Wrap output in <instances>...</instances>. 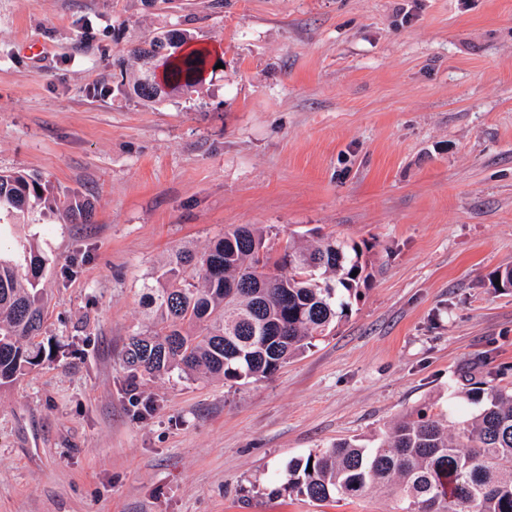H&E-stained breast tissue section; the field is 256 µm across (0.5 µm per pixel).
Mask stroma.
<instances>
[{"label":"stroma","instance_id":"1","mask_svg":"<svg viewBox=\"0 0 512 512\" xmlns=\"http://www.w3.org/2000/svg\"><path fill=\"white\" fill-rule=\"evenodd\" d=\"M181 24L194 91L128 85ZM89 202L48 259L50 355L0 387V512H390L284 491L290 463L512 384V0H0V172ZM370 247L348 318L261 380L130 378L140 288L233 225Z\"/></svg>","mask_w":512,"mask_h":512}]
</instances>
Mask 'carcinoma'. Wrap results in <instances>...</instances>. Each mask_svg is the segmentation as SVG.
<instances>
[{
	"label": "carcinoma",
	"mask_w": 512,
	"mask_h": 512,
	"mask_svg": "<svg viewBox=\"0 0 512 512\" xmlns=\"http://www.w3.org/2000/svg\"><path fill=\"white\" fill-rule=\"evenodd\" d=\"M191 42L187 30L172 28L136 49L142 72L133 93L156 100L197 85L204 57L189 50ZM36 207H57L39 178L0 174V215ZM63 211L73 223L89 216L77 199ZM368 252L333 236L291 235L276 249L264 229L235 226L201 253L171 254L142 285L155 325L129 338L130 377L202 374L239 382L274 374L347 316L373 277ZM43 265L27 238L0 251V386L43 362L46 349L36 341L47 304L38 288ZM467 397L476 411L462 434L452 435L441 416L404 417L372 448L345 439L309 453L288 467L284 489L313 502L375 492L392 501V512H512V386H475Z\"/></svg>",
	"instance_id": "obj_1"
}]
</instances>
